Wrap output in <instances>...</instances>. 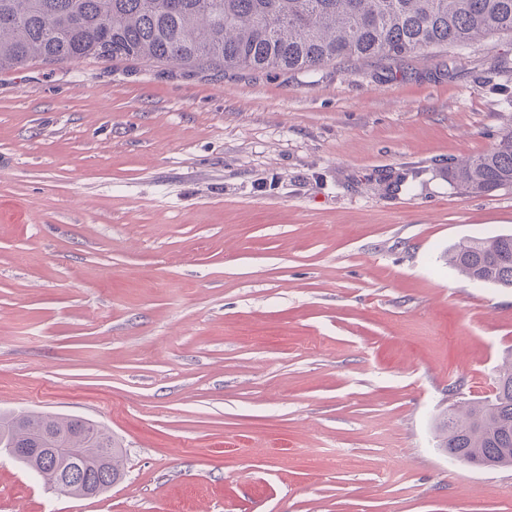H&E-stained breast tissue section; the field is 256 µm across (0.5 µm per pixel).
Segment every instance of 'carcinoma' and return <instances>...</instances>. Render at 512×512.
Wrapping results in <instances>:
<instances>
[{
  "instance_id": "cac0c4a2",
  "label": "carcinoma",
  "mask_w": 512,
  "mask_h": 512,
  "mask_svg": "<svg viewBox=\"0 0 512 512\" xmlns=\"http://www.w3.org/2000/svg\"><path fill=\"white\" fill-rule=\"evenodd\" d=\"M495 34L512 35V0H0V70L94 58L315 71ZM450 179L472 195L512 186V130L488 152L460 159ZM447 264L472 283L512 288V234L465 238L448 249ZM435 432L451 459L512 466V359L497 369L490 396L450 405ZM0 448L76 449L65 470L19 460L44 485L75 497L125 475V452L110 431L71 415L1 411Z\"/></svg>"
}]
</instances>
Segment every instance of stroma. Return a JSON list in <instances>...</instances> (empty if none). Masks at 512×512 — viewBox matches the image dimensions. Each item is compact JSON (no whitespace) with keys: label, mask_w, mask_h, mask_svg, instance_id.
I'll return each mask as SVG.
<instances>
[{"label":"stroma","mask_w":512,"mask_h":512,"mask_svg":"<svg viewBox=\"0 0 512 512\" xmlns=\"http://www.w3.org/2000/svg\"><path fill=\"white\" fill-rule=\"evenodd\" d=\"M512 129V37L223 76L0 71V409L106 426L76 499L0 457V512H512L435 420L512 357V288L444 264L512 232L461 158Z\"/></svg>","instance_id":"stroma-1"}]
</instances>
